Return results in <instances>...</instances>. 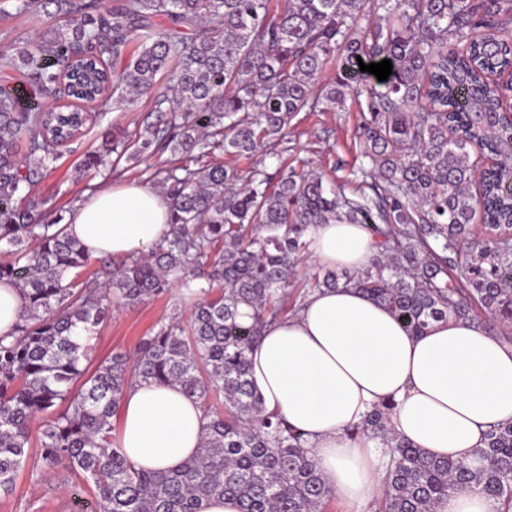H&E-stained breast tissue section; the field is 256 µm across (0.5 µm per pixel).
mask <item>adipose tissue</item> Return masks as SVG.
<instances>
[{"label": "adipose tissue", "instance_id": "obj_1", "mask_svg": "<svg viewBox=\"0 0 512 512\" xmlns=\"http://www.w3.org/2000/svg\"><path fill=\"white\" fill-rule=\"evenodd\" d=\"M168 220L158 192L129 184L78 203L66 231L90 254L123 257L146 251ZM308 239L312 260L330 268L361 269L374 253L358 224H319ZM248 359L267 411L305 434L329 490L350 504L381 489L374 442L349 434L374 406L391 405L396 432L429 455L467 462L491 426L512 422V345L461 321L411 335L351 288L308 296L296 315L263 328ZM205 426L197 397L142 382L121 402L117 445L135 468L176 470L200 451Z\"/></svg>", "mask_w": 512, "mask_h": 512}]
</instances>
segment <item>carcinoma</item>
Instances as JSON below:
<instances>
[{"mask_svg": "<svg viewBox=\"0 0 512 512\" xmlns=\"http://www.w3.org/2000/svg\"><path fill=\"white\" fill-rule=\"evenodd\" d=\"M9 1L18 14L64 23L1 47L0 69L20 73L47 103L76 105L50 113L0 89V244L9 256L0 282L23 302L16 336H0V494L13 490L31 421L46 413L40 473H82L95 487L87 512H196L200 498L226 496L239 512H326L333 494L307 440L265 410L248 366L263 325L287 309L286 286L317 224H360L376 253L354 272L316 269L299 297L354 288L414 335L468 321L512 344V0ZM159 16L169 31L154 29ZM359 58L388 59L392 74L372 83ZM348 97L364 99L366 112L354 135L361 162L343 185L286 162L272 184L215 159L256 156L298 113ZM142 101L147 115L132 140L105 152L116 164L127 152L170 153L154 176L171 229L104 281L87 279L88 250L62 216L46 218L33 189L59 156L54 127L85 124L80 104L127 110ZM174 286L188 320L171 318L134 354L87 371V341L113 304ZM149 380L180 385L207 418L201 451L175 471L137 470L111 444L123 395ZM211 395L224 409L206 404ZM352 432L388 455L375 512H438L457 492L512 512V423L487 432L475 464L398 436L387 405Z\"/></svg>", "mask_w": 512, "mask_h": 512, "instance_id": "carcinoma-1", "label": "carcinoma"}]
</instances>
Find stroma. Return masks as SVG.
<instances>
[{
    "instance_id": "35a3bbf8",
    "label": "stroma",
    "mask_w": 512,
    "mask_h": 512,
    "mask_svg": "<svg viewBox=\"0 0 512 512\" xmlns=\"http://www.w3.org/2000/svg\"><path fill=\"white\" fill-rule=\"evenodd\" d=\"M144 117L140 108L107 112L90 121L81 135L61 148L58 159L35 188L49 214L69 213L92 190L111 183L110 172L115 167L123 183L152 184L154 172L167 166L169 154L125 158L117 164L104 155L98 168L86 173L81 170L86 155L102 153L106 141L129 139ZM360 120L361 107L353 100L333 111L299 113L279 149L290 166L315 171L331 183L340 182L345 170L355 163L353 133ZM179 298L180 291L175 288L136 306L115 309L90 342L91 365L115 352L133 353L143 336L171 316L187 318V310L178 305ZM43 422L38 416L31 423L28 456L12 492L0 497V512H74L72 489H81L86 497L94 491L82 476L67 469L48 479L40 477L37 465Z\"/></svg>"
}]
</instances>
